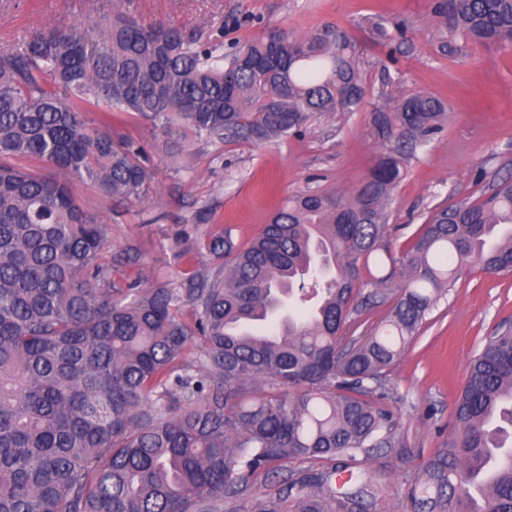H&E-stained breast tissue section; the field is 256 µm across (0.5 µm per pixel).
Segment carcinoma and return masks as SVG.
Returning a JSON list of instances; mask_svg holds the SVG:
<instances>
[{"label": "carcinoma", "instance_id": "cac0c4a2", "mask_svg": "<svg viewBox=\"0 0 512 512\" xmlns=\"http://www.w3.org/2000/svg\"><path fill=\"white\" fill-rule=\"evenodd\" d=\"M429 14L443 56L512 50V0H429ZM396 33L372 24L378 43ZM378 98L381 153L350 195H293L243 247L225 230L208 244L224 265L184 290L122 288L99 262L112 227L73 190L149 200L154 173L140 144L112 136V113L214 141L280 140L363 110L354 39L326 24L226 54L111 9L0 51V512H224L226 498L242 500L232 512H373L355 465L415 452L385 404L390 370L464 266L512 272V177L435 209L392 254V191L447 107L421 92ZM375 253L388 270L365 280ZM453 428L409 482L411 512H512L511 326L470 361ZM290 460L306 466L246 496L250 478Z\"/></svg>", "mask_w": 512, "mask_h": 512}]
</instances>
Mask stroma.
<instances>
[{
    "instance_id": "stroma-1",
    "label": "stroma",
    "mask_w": 512,
    "mask_h": 512,
    "mask_svg": "<svg viewBox=\"0 0 512 512\" xmlns=\"http://www.w3.org/2000/svg\"><path fill=\"white\" fill-rule=\"evenodd\" d=\"M110 6L111 0H0V50L44 26L85 23ZM125 9L145 23L160 19L204 40L222 37L228 48L277 29L302 36L338 24L360 47L370 104L388 79L393 92L443 99V132L410 159L392 193L393 254L410 246L435 207L477 197L486 183L512 172V51L475 45L463 60L439 55L428 34V0H125ZM380 17L405 30L393 47L371 38L369 25ZM112 132L141 144L155 171L149 202L137 206L75 186L82 204L112 225L102 260L119 285L184 287L196 272L219 266L206 252L213 237L228 229L238 244L248 243L298 192L350 194L380 154L366 110L337 112L303 134L263 144L187 136L176 156L168 153V135L149 120L119 114ZM505 322L512 323V274L471 266L395 364L388 403L418 453L366 463L380 489L375 512H410L406 482L447 447L469 362Z\"/></svg>"
}]
</instances>
